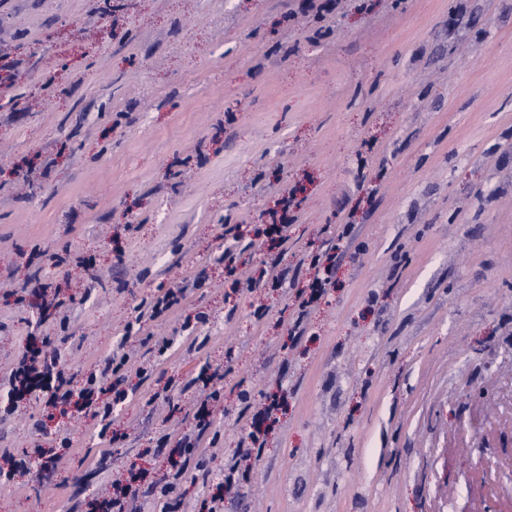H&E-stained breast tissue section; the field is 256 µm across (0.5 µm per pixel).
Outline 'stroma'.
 <instances>
[{
  "label": "stroma",
  "mask_w": 512,
  "mask_h": 512,
  "mask_svg": "<svg viewBox=\"0 0 512 512\" xmlns=\"http://www.w3.org/2000/svg\"><path fill=\"white\" fill-rule=\"evenodd\" d=\"M301 4L0 0V368L32 336L78 375L119 343L153 366L113 443L91 416L47 421L40 397L0 419V453L31 454L0 512H68L100 466L162 479L159 439L193 421L188 396L150 394L206 364L232 369L220 451L178 512H199L247 430L242 387L284 403L224 512H477L476 482L512 512V0H341L326 21ZM286 187L302 212L287 255L237 262L258 277L280 258L287 283L230 293L225 225L268 221ZM330 245L336 285L293 343L294 255ZM47 246L92 271L50 266ZM193 273L152 338L125 335L142 297ZM38 282L73 298L67 331ZM199 313L210 341L188 353L178 330ZM64 437L61 465L36 456Z\"/></svg>",
  "instance_id": "stroma-1"
}]
</instances>
